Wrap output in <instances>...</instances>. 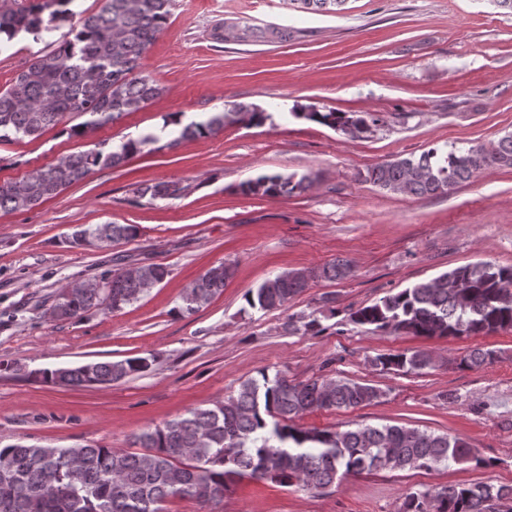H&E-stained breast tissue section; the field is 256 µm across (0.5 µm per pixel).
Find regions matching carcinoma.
Listing matches in <instances>:
<instances>
[{
  "mask_svg": "<svg viewBox=\"0 0 512 512\" xmlns=\"http://www.w3.org/2000/svg\"><path fill=\"white\" fill-rule=\"evenodd\" d=\"M73 0H21L0 9V42L21 35L39 39L62 22H70ZM175 0H96L97 8L80 15L70 36L52 49L32 55L12 84L0 90V142L11 137H38L57 126L68 113L89 116L70 128L84 138L98 126L125 112H136L162 93L154 80L141 74V60L168 23ZM315 14L343 10L347 0H296ZM302 35L285 25L237 21L213 36L238 45L286 43ZM314 121L358 135L370 130L366 117L345 112H296ZM268 114L239 106L185 125L168 141L207 137L227 124H260ZM158 142L153 135L130 139L114 151L104 143L70 155L15 181L0 184V210L28 211L84 179L97 167H116L127 157ZM512 168V134L490 147L455 146L431 149L417 156L395 158L370 167L363 181L394 194L424 197L444 194L469 181L484 167ZM309 175L267 173L244 182V195L276 196L301 193L313 185ZM185 187L178 181L139 186L140 198H176ZM136 224L82 225L67 237L70 246L114 245L139 236ZM232 266L207 270L188 289L181 311L199 310L224 288ZM348 260L321 271L336 281L352 275ZM168 271L145 264L101 276L109 287L63 290L53 301L54 320H80L89 311H113L137 301L147 286L162 283ZM307 288V276L281 273L249 291L252 309L284 306ZM349 320L372 330L405 331L416 336L460 338L512 330V266L477 262L453 268L431 280L381 297L349 313ZM492 350L474 348L460 359L463 368L494 361ZM383 370L419 372L432 364L424 351L380 354L372 361ZM149 358L38 370L46 382L70 387L108 386L147 371ZM383 392L367 382L322 379L294 383L280 372L263 370L243 381L238 390L211 407H197L137 434L136 452L104 446L51 448L16 443L0 446V512H162L170 497L196 500L201 507L217 505L240 479L271 481L283 486L323 491L337 477L350 474L436 469L452 463L487 467L463 438L399 425L359 426L343 431L305 428L297 423L314 409L368 405ZM398 512H512V485L489 483L448 485L409 493Z\"/></svg>",
  "mask_w": 512,
  "mask_h": 512,
  "instance_id": "cac0c4a2",
  "label": "carcinoma"
}]
</instances>
